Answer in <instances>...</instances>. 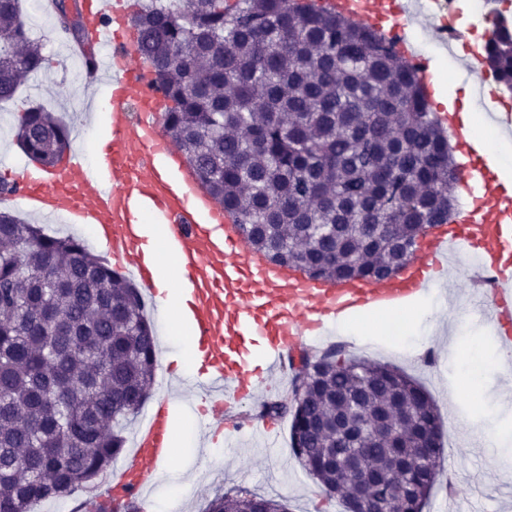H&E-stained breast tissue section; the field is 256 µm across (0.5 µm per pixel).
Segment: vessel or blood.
<instances>
[{"instance_id": "b4317fda", "label": "vessel or blood", "mask_w": 512, "mask_h": 512, "mask_svg": "<svg viewBox=\"0 0 512 512\" xmlns=\"http://www.w3.org/2000/svg\"><path fill=\"white\" fill-rule=\"evenodd\" d=\"M356 22L400 26L410 19L405 0H326ZM126 0H84L91 46L100 55L86 69L85 117L111 136L95 166L72 154L56 168L15 174L9 198L31 213L66 216L90 227L115 266L132 275L148 297L159 294L149 251V226L162 231L165 252L180 271V313L190 325L197 370L183 387L204 393L207 431H223L230 404L269 390L304 349L319 344L339 319L408 304L426 294L448 266L450 252L476 255L492 282L481 312L504 346L512 345V189L493 172L457 106L439 119L461 155L460 184L471 202L454 221L430 230L404 270L382 281L331 282L270 263L204 189L163 130L166 100L139 58L127 24ZM470 89L497 97L495 77L477 49L459 62ZM171 401L160 399L136 431L133 453L100 501L138 499L170 453Z\"/></svg>"}]
</instances>
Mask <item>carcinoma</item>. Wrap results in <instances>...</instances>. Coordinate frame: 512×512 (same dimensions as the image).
<instances>
[{"label":"carcinoma","instance_id":"carcinoma-1","mask_svg":"<svg viewBox=\"0 0 512 512\" xmlns=\"http://www.w3.org/2000/svg\"><path fill=\"white\" fill-rule=\"evenodd\" d=\"M58 31L81 43L64 0ZM136 49L167 100L163 128L249 243L314 279L383 280L405 267L428 226L455 209L457 162L413 67L384 35L319 0H133ZM488 44L493 74L512 85V28ZM49 63L0 0V103ZM16 137L45 167L69 149L67 124L35 106ZM155 347L139 289L85 241L51 235L0 211V512L85 491L126 444L149 397ZM402 408L394 432L368 423ZM296 458L326 489L349 476L325 459L361 449L392 512H423L436 479L410 459L417 505L390 478L397 460L433 438L441 417L426 389L388 364L305 352L289 403ZM288 512L272 498L219 494L203 512Z\"/></svg>","mask_w":512,"mask_h":512}]
</instances>
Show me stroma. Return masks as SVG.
Segmentation results:
<instances>
[{"label": "stroma", "instance_id": "obj_1", "mask_svg": "<svg viewBox=\"0 0 512 512\" xmlns=\"http://www.w3.org/2000/svg\"><path fill=\"white\" fill-rule=\"evenodd\" d=\"M35 7L34 0H22L31 35L42 42L52 63L19 91L17 101L0 104V156H9L23 168L30 161L15 144L19 104H40L60 113L64 110L60 92L80 90L72 76L76 66L69 57L70 44L59 35L56 16L47 11L33 18ZM451 262L453 280L444 286L448 299L442 303L432 294L407 309L412 331L406 339L394 340L382 326L369 323L354 331L335 330L330 343L341 349L343 357L388 363L406 371L423 383L434 400L443 423L444 454L423 512H445L450 506L455 512H512V476L492 469L484 445L497 432L512 431V409H503L500 400L501 395L512 396V365L496 366L499 343L481 321L469 288L473 256L458 254ZM438 303L443 316L436 321L429 309ZM151 319L158 339L152 394L158 397L169 390L179 350L164 340L167 327L160 310H152ZM288 392V387L279 386L234 406L224 418V437L210 438L206 449L199 445L197 413L186 412L183 462L194 478L186 483L154 479L145 501L153 503L157 512H169L175 504L181 512H203L215 495L243 489L286 503L289 512H342L336 495L327 494L294 457L290 417L273 422L278 433L276 455H267L251 437L265 422L258 414L262 403L287 398Z\"/></svg>", "mask_w": 512, "mask_h": 512}]
</instances>
